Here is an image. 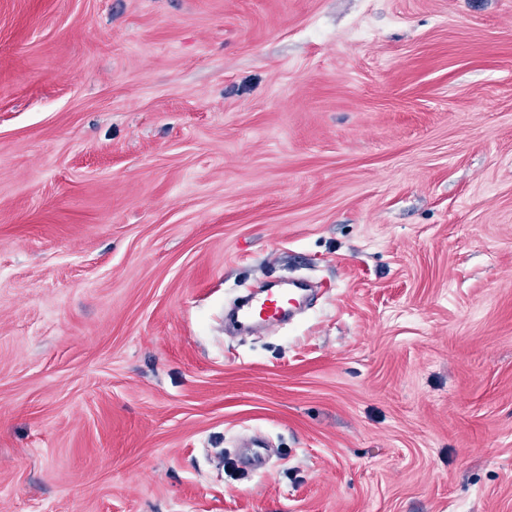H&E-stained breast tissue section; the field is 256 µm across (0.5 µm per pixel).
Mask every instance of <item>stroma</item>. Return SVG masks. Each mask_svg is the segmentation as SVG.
<instances>
[{"mask_svg":"<svg viewBox=\"0 0 512 512\" xmlns=\"http://www.w3.org/2000/svg\"><path fill=\"white\" fill-rule=\"evenodd\" d=\"M0 512H512V0H0ZM283 296L284 292L275 288H269L266 294L254 295L248 307L241 312L239 320L245 324H253L257 320L268 330L278 327L288 309V299L285 303Z\"/></svg>","mask_w":512,"mask_h":512,"instance_id":"1","label":"stroma"}]
</instances>
